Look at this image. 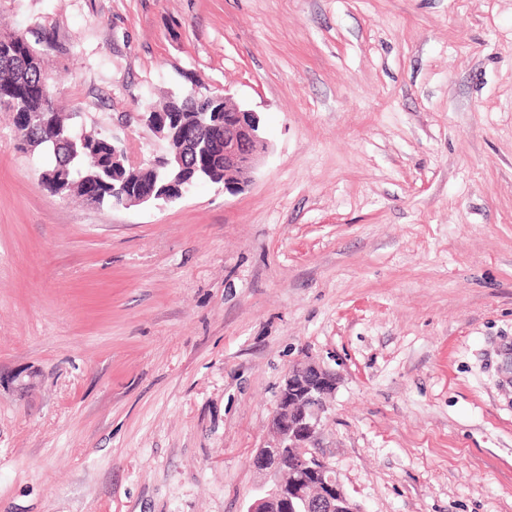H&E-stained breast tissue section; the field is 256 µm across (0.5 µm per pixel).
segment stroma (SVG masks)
I'll list each match as a JSON object with an SVG mask.
<instances>
[{
	"label": "stroma",
	"mask_w": 512,
	"mask_h": 512,
	"mask_svg": "<svg viewBox=\"0 0 512 512\" xmlns=\"http://www.w3.org/2000/svg\"><path fill=\"white\" fill-rule=\"evenodd\" d=\"M79 130L203 83L242 192L51 193L0 112V512H247L288 368L362 512H512V0H0ZM211 95L224 100V117L212 114L209 123L217 130L224 126V137L221 168L209 172V181L224 183L225 191L237 194L250 184L252 172L269 150V141L257 112L242 107L225 93Z\"/></svg>",
	"instance_id": "obj_1"
}]
</instances>
